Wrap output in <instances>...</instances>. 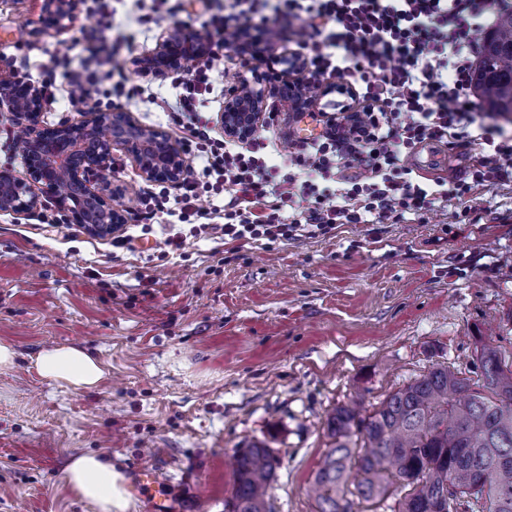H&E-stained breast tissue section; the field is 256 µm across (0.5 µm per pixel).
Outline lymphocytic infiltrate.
I'll use <instances>...</instances> for the list:
<instances>
[{"label":"lymphocytic infiltrate","mask_w":512,"mask_h":512,"mask_svg":"<svg viewBox=\"0 0 512 512\" xmlns=\"http://www.w3.org/2000/svg\"><path fill=\"white\" fill-rule=\"evenodd\" d=\"M224 0V14L201 21L225 45L258 22L276 42L303 48L298 82L326 74L349 87L363 111L327 115L315 140L280 147L288 171L274 175L263 138L249 147L210 137L194 100L216 68L209 62L183 80L173 110L182 139L207 155L201 178L187 181L174 203L182 221L201 216L202 192L224 194L225 240L246 245L323 236L341 224H380L420 216L449 200L512 182V130L477 120L472 74L479 32L497 20L502 0ZM431 144L478 146L463 174L432 183L412 179L405 157Z\"/></svg>","instance_id":"1"}]
</instances>
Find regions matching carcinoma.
<instances>
[{
  "label": "carcinoma",
  "mask_w": 512,
  "mask_h": 512,
  "mask_svg": "<svg viewBox=\"0 0 512 512\" xmlns=\"http://www.w3.org/2000/svg\"><path fill=\"white\" fill-rule=\"evenodd\" d=\"M473 87L483 111L512 117V10L479 37ZM476 377L441 366L369 412L327 415L314 476L316 512H512V365L476 338ZM280 458L264 443L234 457L229 512H273Z\"/></svg>",
  "instance_id": "1"
}]
</instances>
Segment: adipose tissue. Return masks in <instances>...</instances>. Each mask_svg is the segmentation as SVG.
Listing matches in <instances>:
<instances>
[{
    "instance_id": "obj_1",
    "label": "adipose tissue",
    "mask_w": 512,
    "mask_h": 512,
    "mask_svg": "<svg viewBox=\"0 0 512 512\" xmlns=\"http://www.w3.org/2000/svg\"><path fill=\"white\" fill-rule=\"evenodd\" d=\"M39 375L65 389L91 388L103 376L99 360L69 346L44 350L36 360ZM66 481L95 512H128L130 499L123 474L96 455H80L66 470Z\"/></svg>"
}]
</instances>
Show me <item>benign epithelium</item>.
Here are the masks:
<instances>
[{
    "label": "benign epithelium",
    "instance_id": "obj_1",
    "mask_svg": "<svg viewBox=\"0 0 512 512\" xmlns=\"http://www.w3.org/2000/svg\"><path fill=\"white\" fill-rule=\"evenodd\" d=\"M73 4L74 0H46L53 19L69 15ZM209 45L199 29L175 23L162 33L152 54L136 60L137 67L156 74L185 70L208 55ZM234 47L243 67L250 71L257 63L282 65L286 72L300 65L290 55L277 54L269 37L250 27ZM271 97L285 102L293 112L308 111L315 105V97L299 94L287 81L268 87L257 79L244 78L224 91L220 117L224 137L249 140L261 126ZM49 103L46 93L30 81L17 76L0 78V110L10 112L24 132L23 155L29 164L27 180L0 171V211L28 212L38 206L42 192L52 198L68 223L81 224L97 236H110L128 221V211L118 204L126 191L112 179V146L123 147L150 182L178 184L186 176L180 145L162 129L137 124L120 108L90 106L83 120L53 126L54 137L46 138L39 117Z\"/></svg>",
    "mask_w": 512,
    "mask_h": 512
}]
</instances>
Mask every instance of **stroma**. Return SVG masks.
Instances as JSON below:
<instances>
[{
	"instance_id": "35a3bbf8",
	"label": "stroma",
	"mask_w": 512,
	"mask_h": 512,
	"mask_svg": "<svg viewBox=\"0 0 512 512\" xmlns=\"http://www.w3.org/2000/svg\"><path fill=\"white\" fill-rule=\"evenodd\" d=\"M96 13L77 0L52 22L44 0H0V66L45 90L41 120H80L83 102L66 90L94 67L89 39L106 28L121 43L113 72L92 94L145 127L175 132L161 100L180 89L171 74L136 72L174 23L220 16L224 0H112ZM71 50L60 62L62 44ZM222 57L198 110L221 137L224 90L243 75ZM269 140L314 138L312 118L295 122L268 101ZM469 154L426 147L405 158L417 174H444ZM112 175L134 205L147 191L178 186L145 181L122 147ZM208 228L157 213L128 221L130 246L64 223L52 203L28 213L0 211V343L17 356L0 370V512H94L65 480L71 460L94 453L125 477L159 470L173 512H225L238 449L266 442L281 458L271 490L275 512H316L308 494L328 448L327 413L363 395L372 407L439 366L474 369L475 341L512 362V185L482 191L420 219L343 224L332 233L237 247L219 230L223 195L203 194ZM185 239L166 251L171 235ZM55 346L86 349L102 364L94 387L65 390L34 362Z\"/></svg>"
}]
</instances>
